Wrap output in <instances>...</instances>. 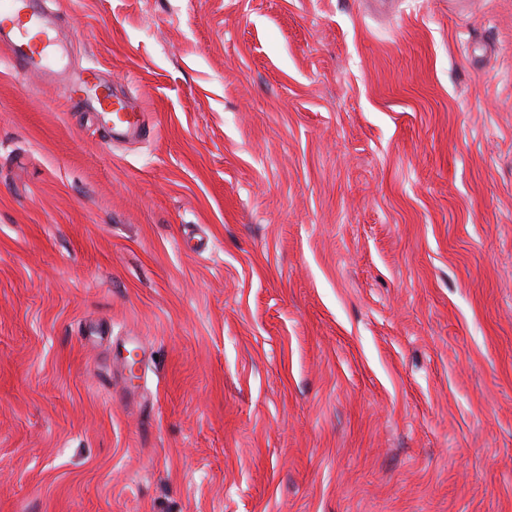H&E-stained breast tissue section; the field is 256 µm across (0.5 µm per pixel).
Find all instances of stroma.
<instances>
[{
	"label": "stroma",
	"instance_id": "1",
	"mask_svg": "<svg viewBox=\"0 0 512 512\" xmlns=\"http://www.w3.org/2000/svg\"><path fill=\"white\" fill-rule=\"evenodd\" d=\"M0 48V512H512V0H45ZM56 28L39 0L0 1V45L22 69L37 68L55 45ZM99 108L91 105V108L96 112H103L104 119L112 126L108 130V135L112 138V134L118 128H133L142 131L143 126L141 123L140 115L133 107H131L125 100L117 99L115 102L107 104V109L103 106L100 98L97 97Z\"/></svg>",
	"mask_w": 512,
	"mask_h": 512
}]
</instances>
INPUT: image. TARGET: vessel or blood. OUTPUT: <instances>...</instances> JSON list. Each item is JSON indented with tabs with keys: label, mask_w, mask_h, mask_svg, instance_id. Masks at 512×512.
<instances>
[{
	"label": "vessel or blood",
	"mask_w": 512,
	"mask_h": 512,
	"mask_svg": "<svg viewBox=\"0 0 512 512\" xmlns=\"http://www.w3.org/2000/svg\"><path fill=\"white\" fill-rule=\"evenodd\" d=\"M55 31L40 0H0V45L19 67H38L56 42ZM104 119L116 129L142 127L139 113L122 99L105 109Z\"/></svg>",
	"instance_id": "obj_1"
}]
</instances>
